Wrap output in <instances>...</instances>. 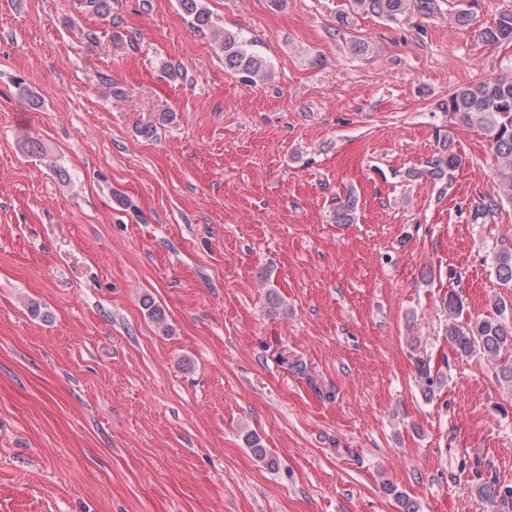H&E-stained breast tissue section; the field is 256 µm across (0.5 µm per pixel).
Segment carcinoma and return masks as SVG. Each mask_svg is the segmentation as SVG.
Wrapping results in <instances>:
<instances>
[{"label": "carcinoma", "mask_w": 512, "mask_h": 512, "mask_svg": "<svg viewBox=\"0 0 512 512\" xmlns=\"http://www.w3.org/2000/svg\"><path fill=\"white\" fill-rule=\"evenodd\" d=\"M78 2L79 7L100 16L112 13V0ZM179 4L195 27L201 30L213 28L212 16L202 0H179ZM349 4L355 13H371L395 21L401 20L413 7L427 16L438 10L437 0H349ZM479 38L490 45H512V9L502 11L491 25L480 29ZM221 47L227 70L242 74L251 81H260L269 75L266 61L240 35L230 31L222 33ZM445 108L446 112L484 131L491 143L498 162L496 190L484 198L477 214L484 218L492 216L504 204H512V73L457 88L448 97ZM460 163L461 156L445 144L442 152L430 161L428 176L441 180ZM357 210L358 199L349 191L336 208L333 221L352 224ZM493 272L499 286L512 289L511 248L503 246L494 253ZM141 306L162 331H167L165 311L151 295L142 296ZM443 307L448 311V342L455 351L465 357L483 355L495 365L497 378L505 386L512 387V301L500 297L493 304V316L476 319L463 318L465 306L455 293L448 294ZM417 370L423 394L429 398L434 394V386L441 383V375L432 374L430 363L423 359L418 360ZM475 478V492L479 497L492 504H512V485L502 484L496 479L486 480L480 473Z\"/></svg>", "instance_id": "cac0c4a2"}]
</instances>
